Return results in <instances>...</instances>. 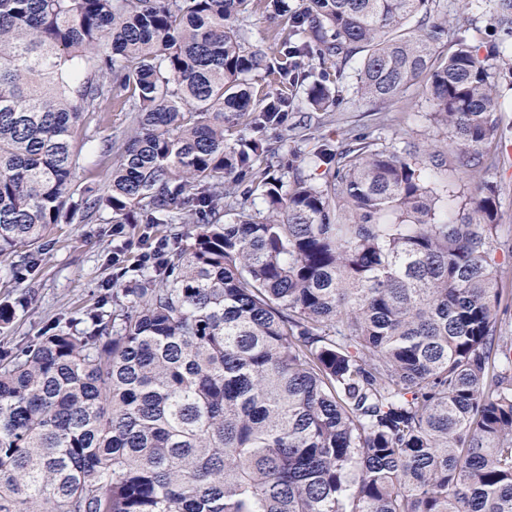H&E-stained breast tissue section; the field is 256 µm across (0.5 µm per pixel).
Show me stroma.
<instances>
[{
    "label": "stroma",
    "mask_w": 512,
    "mask_h": 512,
    "mask_svg": "<svg viewBox=\"0 0 512 512\" xmlns=\"http://www.w3.org/2000/svg\"><path fill=\"white\" fill-rule=\"evenodd\" d=\"M447 13L445 32L436 43L437 53L447 54L454 44L466 40L474 44L500 41L490 0H440ZM357 62H350L346 76L336 85V106L330 112H312L305 87H298L294 110L285 125L268 129L265 137L273 148L293 144L292 128L306 121L305 133L310 141L332 138L338 141L359 136L386 139L409 138L423 143L435 138L437 129L431 119L432 107L421 85L408 87L389 105H372L355 97L354 74ZM499 93L505 103L500 135L508 148L498 167L490 170L487 181L497 190L499 236L512 242V79L499 80ZM80 165L75 173L76 185L95 183L106 187L117 160L115 153H100L97 143L81 145ZM139 251L137 225H125L121 234L112 227L91 219L83 223L61 224L50 235V244L42 252L30 273L13 274L14 260L0 256V298L28 297V306L18 311L9 328L0 331V350L24 345L58 320L80 317L97 302L111 296L115 287H138L137 271L117 277L113 257L133 259Z\"/></svg>",
    "instance_id": "stroma-1"
}]
</instances>
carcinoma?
<instances>
[{"label":"carcinoma","instance_id":"obj_1","mask_svg":"<svg viewBox=\"0 0 512 512\" xmlns=\"http://www.w3.org/2000/svg\"><path fill=\"white\" fill-rule=\"evenodd\" d=\"M436 3L302 0L270 63L254 0H0V254L32 268L55 225L94 215L169 242L111 309L0 355V512H512L485 180L512 44L436 54ZM356 55L366 102L424 83L445 145H268L302 68L333 59L306 89L326 111ZM114 105L135 113L100 141L118 162L80 188L76 143ZM453 155L472 186L455 218ZM27 304L0 303V328Z\"/></svg>","mask_w":512,"mask_h":512}]
</instances>
